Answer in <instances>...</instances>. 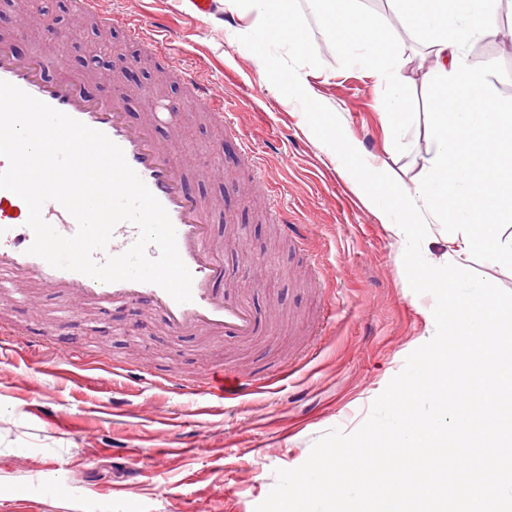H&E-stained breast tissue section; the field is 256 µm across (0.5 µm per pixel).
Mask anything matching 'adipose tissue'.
I'll list each match as a JSON object with an SVG mask.
<instances>
[{"label":"adipose tissue","mask_w":512,"mask_h":512,"mask_svg":"<svg viewBox=\"0 0 512 512\" xmlns=\"http://www.w3.org/2000/svg\"><path fill=\"white\" fill-rule=\"evenodd\" d=\"M293 3L294 0H224V9L247 19V26L239 31L242 38H250L258 31L274 37L284 34L291 48L302 54L306 51V42ZM343 3L342 12L327 14L325 24L340 35L346 56L378 79L398 81L395 51L383 26L373 22L362 0H343Z\"/></svg>","instance_id":"adipose-tissue-1"}]
</instances>
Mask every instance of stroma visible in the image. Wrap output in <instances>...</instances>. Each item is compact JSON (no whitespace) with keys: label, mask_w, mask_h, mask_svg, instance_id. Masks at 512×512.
Segmentation results:
<instances>
[{"label":"stroma","mask_w":512,"mask_h":512,"mask_svg":"<svg viewBox=\"0 0 512 512\" xmlns=\"http://www.w3.org/2000/svg\"><path fill=\"white\" fill-rule=\"evenodd\" d=\"M321 67L300 78L316 100L340 118L364 159H376L400 186L422 177L433 149L425 93L427 47L406 29L390 0H367L370 16L386 29L398 54L404 110L395 122L382 112L388 84L344 58L340 39L323 22L324 10L303 0ZM109 9L150 23L172 18L176 62L194 67L233 112L225 126L181 108L177 135H190L194 154L182 161L186 178L204 199H218L213 232L239 297L251 300L265 324L260 340L174 336L133 304L108 314L66 319L63 300L47 288L33 301L0 305V328L31 334L62 323L58 344L16 349L0 356V512L22 502L25 512H97L112 493L129 512H255L275 484L274 471L302 465L315 440L337 428L351 433L373 400L404 367L407 356L435 333L432 295L415 294L403 264L405 234L384 223L366 202L339 157L309 128L301 107L268 80L262 61L237 39L242 19L223 9L203 24L183 19L186 0H106ZM497 35L471 43L470 62L501 61L512 71V0H499ZM15 0H0V33L21 46L55 54L63 72L84 69L79 52L105 40L128 54L120 32L102 36L93 19L62 7L61 19L20 23ZM152 96L136 92L121 70L96 74L95 91H130V115H149L154 98L168 97L174 77L143 55ZM252 145L265 169L267 191L279 192L289 223L307 237L296 249L268 219L267 191L243 197L252 172L232 147L231 133ZM224 148V178L204 179L202 163ZM215 370L263 368L272 384L234 400L168 393L115 375L112 364L170 369L193 379L202 360ZM184 451L165 454L168 441ZM145 449L143 458L133 449ZM60 476L58 493L34 494L35 481Z\"/></svg>","instance_id":"stroma-1"}]
</instances>
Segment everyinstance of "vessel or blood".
Listing matches in <instances>:
<instances>
[{
    "instance_id": "b4317fda",
    "label": "vessel or blood",
    "mask_w": 512,
    "mask_h": 512,
    "mask_svg": "<svg viewBox=\"0 0 512 512\" xmlns=\"http://www.w3.org/2000/svg\"><path fill=\"white\" fill-rule=\"evenodd\" d=\"M72 6L80 14L94 16L103 30H122L150 55L172 64L174 75L186 91L187 103L204 107L212 119L223 121L224 107L212 88L200 80L194 69L175 65L170 36L162 26L147 25L117 11L103 9L102 0H72ZM59 66L58 59L48 53L26 51L15 39L0 38V80L103 132L122 148L128 164L169 214L176 230L179 254L192 274V300L177 303L164 289L150 283H103L75 271L54 268L29 254L34 234L26 225L28 207L19 196L5 189H0V299L10 301L25 296L31 287L49 288L65 299L74 318L90 308L103 311L116 303H133L160 317L168 332L175 336L201 333L243 343L252 341L259 331L260 320L253 308L231 291L216 289V282L226 280L227 271L213 245L210 213L205 202L189 189L176 151L158 137L159 127L172 123L174 113L155 112L149 120H133L125 94L96 95L88 77L56 75ZM42 214L61 235L70 236L77 230L75 219L58 202H46ZM137 237L135 226L118 224L107 248L96 252V261L122 254ZM212 370L209 362L201 363L199 371L206 380L200 385L188 382L175 370L159 377L142 367L135 375L174 394L236 399L251 394L255 388L254 381L239 380L231 373L222 375L220 380H211Z\"/></svg>"
}]
</instances>
